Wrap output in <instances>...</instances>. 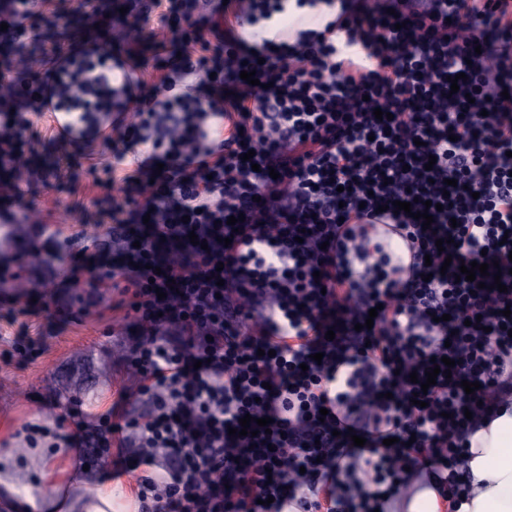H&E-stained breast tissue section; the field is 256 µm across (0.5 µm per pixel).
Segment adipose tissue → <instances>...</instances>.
Wrapping results in <instances>:
<instances>
[{
    "label": "adipose tissue",
    "mask_w": 512,
    "mask_h": 512,
    "mask_svg": "<svg viewBox=\"0 0 512 512\" xmlns=\"http://www.w3.org/2000/svg\"><path fill=\"white\" fill-rule=\"evenodd\" d=\"M471 450L470 468L477 484L461 512H512V416L500 418L490 432L478 434ZM0 487L19 501L16 512H41L43 502L31 494L13 456H0Z\"/></svg>",
    "instance_id": "obj_1"
}]
</instances>
